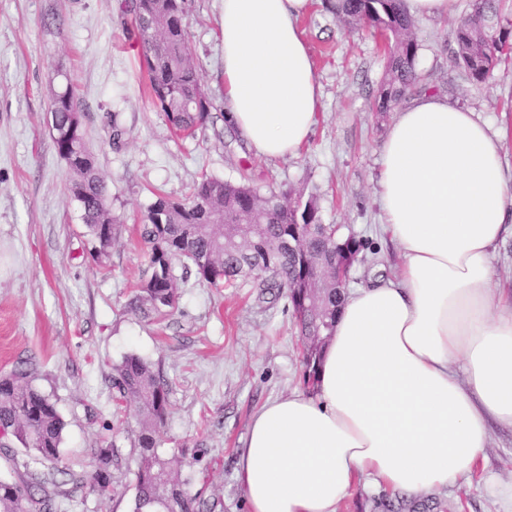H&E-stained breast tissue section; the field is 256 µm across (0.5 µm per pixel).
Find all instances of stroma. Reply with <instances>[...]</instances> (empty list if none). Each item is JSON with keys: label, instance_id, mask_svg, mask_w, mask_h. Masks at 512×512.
I'll return each mask as SVG.
<instances>
[{"label": "stroma", "instance_id": "obj_1", "mask_svg": "<svg viewBox=\"0 0 512 512\" xmlns=\"http://www.w3.org/2000/svg\"><path fill=\"white\" fill-rule=\"evenodd\" d=\"M416 19V68L430 91L468 108L503 135L512 170V59L483 82L452 62L460 15ZM195 63L215 104L224 101L221 0H185ZM125 0H0V374L30 368L33 384L62 417V450L75 474L96 449L112 450V491L66 483L54 512H131L138 451L137 408L113 380L125 356L146 359L167 381L169 407L158 449L188 477L191 494L215 512H249L236 478L254 414L304 391L301 340L277 289L238 283L213 288L175 267L178 303L155 319L131 301L148 274L137 228L155 192L183 199L201 175L238 180L260 194L315 198L323 223L367 239L351 270L356 289L395 272L399 248L385 234L379 151L390 116L371 112L384 74L380 38L350 27L309 0L299 25L322 88L318 123L297 155L254 156L224 122L176 137L146 95L140 50L125 24ZM60 24L48 26L51 14ZM79 98L86 145L116 220L100 248L68 190L70 172L52 134L51 90L59 74ZM123 129L112 145V126ZM454 512H512V431L494 428L478 470L459 487L435 489Z\"/></svg>", "mask_w": 512, "mask_h": 512}]
</instances>
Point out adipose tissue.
Here are the masks:
<instances>
[{
  "label": "adipose tissue",
  "instance_id": "1",
  "mask_svg": "<svg viewBox=\"0 0 512 512\" xmlns=\"http://www.w3.org/2000/svg\"><path fill=\"white\" fill-rule=\"evenodd\" d=\"M307 2L223 0L226 120L260 158L296 155L317 123ZM378 184L402 264L345 297L313 393L255 414L236 470L250 512H338L365 476L409 496L454 488L492 425L512 428V294L492 293L512 232L500 135L423 95L394 113Z\"/></svg>",
  "mask_w": 512,
  "mask_h": 512
}]
</instances>
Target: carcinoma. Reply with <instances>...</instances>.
<instances>
[{"label":"carcinoma","mask_w":512,"mask_h":512,"mask_svg":"<svg viewBox=\"0 0 512 512\" xmlns=\"http://www.w3.org/2000/svg\"><path fill=\"white\" fill-rule=\"evenodd\" d=\"M331 9L350 26L363 25L387 34L385 71L371 111H393L420 81L413 18L403 9L402 0H336ZM126 12L131 15L151 103L163 112L172 128L195 136L211 119L214 104L193 60L184 0H127ZM486 19L495 25L483 27L481 22ZM509 48L512 0H472L471 11L457 27L454 64L482 81ZM52 107L61 129L74 128L69 140L56 139L54 143L58 153L67 150L74 154L69 165L70 191L80 204L82 223L101 247H107L114 239L115 220L104 179L85 145L79 101L71 82L54 93ZM248 181L244 172L238 182L204 175L184 200L156 195L139 227L148 247L150 275L138 286L131 305L146 315H170L178 299L172 273L176 261L213 287L253 280L285 288L304 339V381L312 385L322 350L314 335L320 330L328 336L333 334L336 307L344 293L334 287L326 291L325 315L320 320L299 310L292 278L312 272L320 260L334 261L336 246H345L353 253L364 249L366 241L350 236L338 242L336 227L321 223L314 200L288 203L286 197L275 193L262 196ZM301 224L316 225L311 255L305 260L288 251L286 245ZM115 371V387L121 397L138 405L139 455L132 512H206L204 503L189 493L188 480L175 474L157 453L169 405L164 379L136 354L126 356ZM63 430L55 404L33 386L28 371L15 369L0 376V435L53 464V469L43 474H22L14 468L12 477H0V512H52L55 474L73 475L61 452ZM94 458L90 481L111 485L112 449L99 448ZM372 502L373 512H449L447 504L434 496L382 493Z\"/></svg>","instance_id":"1"}]
</instances>
